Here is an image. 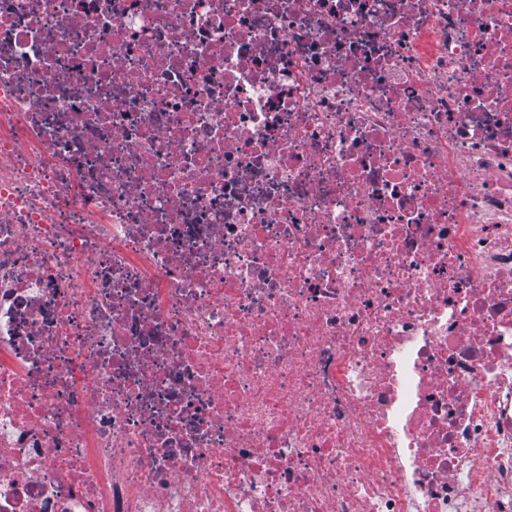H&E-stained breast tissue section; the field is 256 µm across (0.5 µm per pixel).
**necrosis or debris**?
I'll return each instance as SVG.
<instances>
[{
  "label": "necrosis or debris",
  "mask_w": 512,
  "mask_h": 512,
  "mask_svg": "<svg viewBox=\"0 0 512 512\" xmlns=\"http://www.w3.org/2000/svg\"><path fill=\"white\" fill-rule=\"evenodd\" d=\"M0 512H512V0H0Z\"/></svg>",
  "instance_id": "1"
}]
</instances>
